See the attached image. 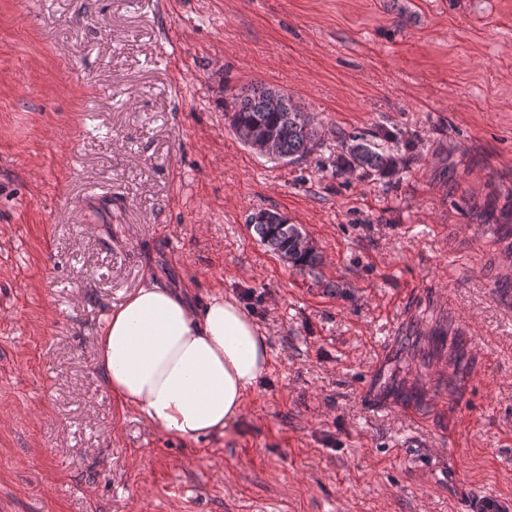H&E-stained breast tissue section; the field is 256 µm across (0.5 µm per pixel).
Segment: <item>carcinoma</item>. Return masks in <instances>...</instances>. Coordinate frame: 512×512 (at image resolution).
Listing matches in <instances>:
<instances>
[{"label":"carcinoma","instance_id":"obj_1","mask_svg":"<svg viewBox=\"0 0 512 512\" xmlns=\"http://www.w3.org/2000/svg\"><path fill=\"white\" fill-rule=\"evenodd\" d=\"M270 89L253 85L232 96V112L228 113L231 127L239 138L255 131L271 130L277 135L281 159L295 162L310 155L317 145L314 117L290 104L285 98L284 109L269 112L266 97ZM400 144L398 133L384 127L366 136L343 135V153L339 156L336 173L359 172L364 177L379 179L398 172L394 148ZM250 225L263 245L279 257H288L291 266L300 270L313 269L320 264V253L312 246L298 248L302 231L294 224L260 222L250 219Z\"/></svg>","mask_w":512,"mask_h":512}]
</instances>
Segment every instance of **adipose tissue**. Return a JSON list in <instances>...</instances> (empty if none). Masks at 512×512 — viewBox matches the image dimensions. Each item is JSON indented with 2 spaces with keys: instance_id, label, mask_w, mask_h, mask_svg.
I'll return each mask as SVG.
<instances>
[{
  "instance_id": "adipose-tissue-1",
  "label": "adipose tissue",
  "mask_w": 512,
  "mask_h": 512,
  "mask_svg": "<svg viewBox=\"0 0 512 512\" xmlns=\"http://www.w3.org/2000/svg\"><path fill=\"white\" fill-rule=\"evenodd\" d=\"M92 353L116 401L184 441L223 435L269 365L239 304L214 294L197 307L152 277L109 314Z\"/></svg>"
}]
</instances>
